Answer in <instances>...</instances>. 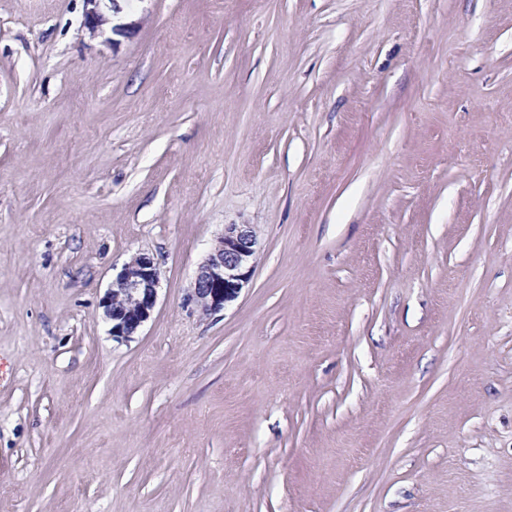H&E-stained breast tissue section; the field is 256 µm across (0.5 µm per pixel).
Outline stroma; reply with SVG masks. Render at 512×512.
Segmentation results:
<instances>
[{
	"label": "stroma",
	"mask_w": 512,
	"mask_h": 512,
	"mask_svg": "<svg viewBox=\"0 0 512 512\" xmlns=\"http://www.w3.org/2000/svg\"><path fill=\"white\" fill-rule=\"evenodd\" d=\"M116 6L0 0V512H512V0ZM87 5H91L85 14V25L92 34H97L103 25L107 24L109 18L103 11V8H108L105 1H109L114 5L117 0H85ZM257 244L253 225H225L199 265L187 300L203 315L224 310L250 281ZM159 284V268L147 252L135 253L112 275V283L102 301L104 319L111 325L112 338H132L151 318Z\"/></svg>",
	"instance_id": "stroma-1"
}]
</instances>
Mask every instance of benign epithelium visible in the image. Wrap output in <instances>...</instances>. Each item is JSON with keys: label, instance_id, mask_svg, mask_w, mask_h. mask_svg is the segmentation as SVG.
<instances>
[{"label": "benign epithelium", "instance_id": "1", "mask_svg": "<svg viewBox=\"0 0 512 512\" xmlns=\"http://www.w3.org/2000/svg\"><path fill=\"white\" fill-rule=\"evenodd\" d=\"M90 9L85 25L98 33L107 24L104 0H86ZM257 252V236L251 224H226L199 265L187 300L203 315L219 312L239 296L250 281ZM160 272L153 256L135 253L112 276L102 301L104 319L117 340H128L152 316L158 297Z\"/></svg>", "mask_w": 512, "mask_h": 512}]
</instances>
